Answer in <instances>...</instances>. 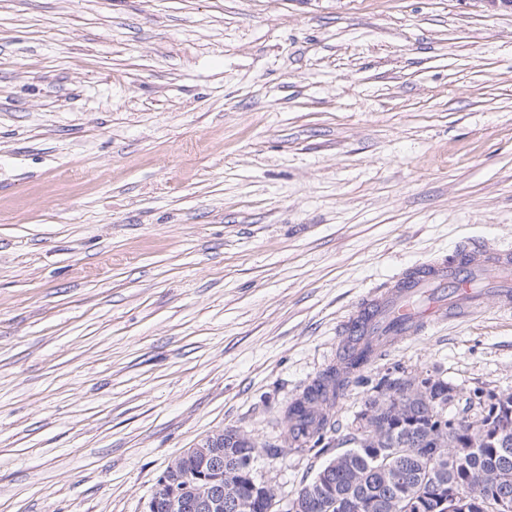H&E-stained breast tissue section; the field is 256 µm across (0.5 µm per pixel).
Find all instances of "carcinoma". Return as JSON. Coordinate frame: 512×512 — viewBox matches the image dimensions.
<instances>
[{
    "label": "carcinoma",
    "instance_id": "cac0c4a2",
    "mask_svg": "<svg viewBox=\"0 0 512 512\" xmlns=\"http://www.w3.org/2000/svg\"><path fill=\"white\" fill-rule=\"evenodd\" d=\"M360 362L338 361L328 366L285 411L289 427L284 443L302 453L336 431L333 409L337 399L360 373ZM387 391L371 397L355 417L351 431L342 439L349 449L325 464L323 476L300 489L293 502L297 512H432V504L415 505L436 493L434 479L441 472L461 485L464 493H477L479 502L466 512H496V494L512 495V454L496 457L490 441L492 430L485 407L472 396L458 397L453 412L463 431L448 433L430 423L429 414L448 415V382L429 375L386 381ZM464 448L465 465L448 468V449ZM203 469L213 493L224 496L237 491L240 475L224 466V449L209 448L206 455L184 461L168 479L190 469ZM198 487L184 491L179 512H210Z\"/></svg>",
    "mask_w": 512,
    "mask_h": 512
}]
</instances>
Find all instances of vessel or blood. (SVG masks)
I'll return each instance as SVG.
<instances>
[{
  "label": "vessel or blood",
  "instance_id": "b4317fda",
  "mask_svg": "<svg viewBox=\"0 0 512 512\" xmlns=\"http://www.w3.org/2000/svg\"><path fill=\"white\" fill-rule=\"evenodd\" d=\"M490 295L512 308V250L459 245L452 255L409 266L363 296L341 323L340 347L371 364L395 344L447 322L449 314L481 310Z\"/></svg>",
  "mask_w": 512,
  "mask_h": 512
}]
</instances>
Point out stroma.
<instances>
[{
	"mask_svg": "<svg viewBox=\"0 0 512 512\" xmlns=\"http://www.w3.org/2000/svg\"><path fill=\"white\" fill-rule=\"evenodd\" d=\"M512 249V12L486 0H0V512H146L249 434L289 501L340 452L284 411L371 289ZM512 392V311L384 376Z\"/></svg>",
	"mask_w": 512,
	"mask_h": 512,
	"instance_id": "obj_1",
	"label": "stroma"
}]
</instances>
